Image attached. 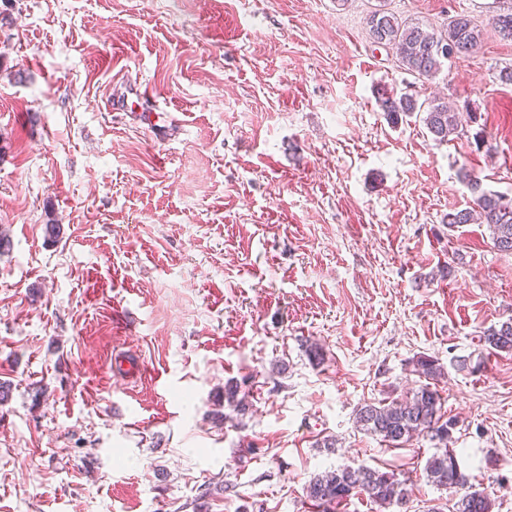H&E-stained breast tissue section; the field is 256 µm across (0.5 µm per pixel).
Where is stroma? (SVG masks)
<instances>
[{
  "mask_svg": "<svg viewBox=\"0 0 512 512\" xmlns=\"http://www.w3.org/2000/svg\"><path fill=\"white\" fill-rule=\"evenodd\" d=\"M381 5L487 33L422 79L373 43ZM510 8L0 0V512H312L313 476L360 465L407 481L405 512H455L437 441L354 424L421 385L419 355L446 371L462 471L512 512V355L481 340L512 319V254L444 221L471 200L460 169L512 198V42L487 29ZM122 67L156 127L104 111ZM382 86L481 137L391 124Z\"/></svg>",
  "mask_w": 512,
  "mask_h": 512,
  "instance_id": "obj_1",
  "label": "stroma"
}]
</instances>
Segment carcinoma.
Returning a JSON list of instances; mask_svg holds the SVG:
<instances>
[{"label": "carcinoma", "mask_w": 512, "mask_h": 512, "mask_svg": "<svg viewBox=\"0 0 512 512\" xmlns=\"http://www.w3.org/2000/svg\"><path fill=\"white\" fill-rule=\"evenodd\" d=\"M491 25L501 39L512 40V10L493 16ZM369 26L375 42L391 46L408 70L425 78L438 72L441 60L451 58V51L466 55L478 49L482 42V30L465 15L455 16L440 35L427 33L417 23L402 22L383 8L371 14ZM379 100L393 124L403 116L425 113L427 129L439 142L459 135L464 124L476 119L473 113L457 112L436 98L421 102L410 95L395 98L384 90L379 94ZM460 178L472 194V205L448 213L446 224L454 227L478 220L489 226L494 247L512 254V199L484 190L479 179L466 169L461 170ZM480 341L491 350L512 353V322L489 327L483 331ZM412 365V372L429 380L443 374V366L431 356L421 355L412 361ZM442 409L439 390L424 384L389 404L362 406L355 420L358 428L381 437L394 447L419 434L438 441L442 448L427 462L428 479L437 486L459 491L457 512H492L494 503L490 494L469 483L460 470L455 449L448 447L454 421L444 419ZM354 493L366 494L382 510L405 505L409 489L394 475L364 466L325 471L313 477L306 486L307 498L324 508L337 505Z\"/></svg>", "instance_id": "carcinoma-1"}]
</instances>
